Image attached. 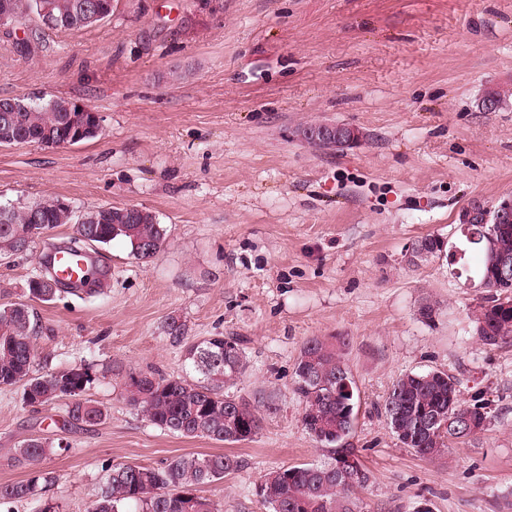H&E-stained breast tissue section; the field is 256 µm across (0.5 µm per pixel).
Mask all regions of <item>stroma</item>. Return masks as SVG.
I'll return each mask as SVG.
<instances>
[{
    "mask_svg": "<svg viewBox=\"0 0 512 512\" xmlns=\"http://www.w3.org/2000/svg\"><path fill=\"white\" fill-rule=\"evenodd\" d=\"M22 35L0 31V98L76 99L102 126L73 147H0V202L137 206L166 236L147 261L120 239L89 246L103 291L32 302L39 372L89 367L84 396L107 418L74 427L66 400L33 408L22 385L0 387V484L27 478L12 457L32 437L65 446L46 464L60 512H86L105 466L226 452L241 467L202 495L269 512L262 476L322 456L293 392L318 337L345 343L369 512H512V341L478 338L489 293L462 260H406L426 235L462 246L469 201L512 197V102L478 108L487 87L512 88V0H113L100 25L46 33L36 54ZM317 122L362 139L313 146L301 130ZM43 249L0 257V307L24 300ZM173 318L191 338L244 339L249 367L231 392L272 401L252 440L177 437L127 405L125 374L186 373ZM433 369L458 378L463 402L488 400L490 420L423 458L383 404L401 374Z\"/></svg>",
    "mask_w": 512,
    "mask_h": 512,
    "instance_id": "stroma-1",
    "label": "stroma"
}]
</instances>
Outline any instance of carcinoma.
Segmentation results:
<instances>
[{"mask_svg": "<svg viewBox=\"0 0 512 512\" xmlns=\"http://www.w3.org/2000/svg\"><path fill=\"white\" fill-rule=\"evenodd\" d=\"M60 21L59 32L92 27L98 21L88 13L95 11L97 0H49ZM16 19L33 22L20 42L26 53H33L41 43L37 0H16ZM69 100L55 97L31 100L14 97L0 103V146L4 130L10 129L18 141L48 142L63 124L62 113ZM37 208L42 223L31 222V209ZM119 207L102 206L78 214L59 206L58 198L47 197L32 206L7 207L8 223L0 222V255L22 253L40 237V230H52L60 224L76 225L75 235L65 249L81 254L84 245H108L114 239L124 240L131 254L138 259L156 257L165 241L166 230L156 215L142 210L134 224H117ZM471 249L480 257V279H489L492 292L479 313L485 317L492 334H481L486 345L495 346L512 339V315L500 313L503 304H512V287L507 289L489 275L486 264V239H473L463 231ZM415 246L426 250L429 257L442 252V240L427 235L417 239ZM51 246L37 272L28 279L26 296L31 300L50 301L60 292L78 293L58 278L52 263ZM171 338L185 345V361L196 379L181 376L131 374L124 382L127 403L148 422L174 436L207 438L219 443H239L252 439L261 428L257 406L229 394V389L245 374L247 355L243 341L236 336L215 335L188 340L183 324L168 323ZM37 324L29 304L15 302L0 309V386L23 384V399L28 406H49L58 398H71L69 423L94 425L107 417L100 406L83 399L93 380L90 368L71 366L45 373L36 372ZM295 388L303 404L302 424L325 452L326 460L316 464L281 467L265 474L259 495L270 512H362L354 485L336 480L329 473L336 462V453L353 432L355 409L338 394L343 378H352L342 353V346L319 338L307 340L295 364ZM459 381L441 370L405 373L392 385L384 400V413L392 433L407 448L422 457H433L459 440L463 434L449 431L445 435L424 434L421 409L444 418L457 411L471 413L482 421L488 411L482 400L465 404L459 398ZM57 452L51 441L30 438L15 449L13 461L29 470L30 477L0 485V512H13L15 503H34V512H57L56 506L41 498L43 486L54 476L44 463ZM242 460L230 454L189 453L178 455L161 467L150 465H112L104 469L102 481L88 512H223L221 504L199 494L201 486L237 470Z\"/></svg>", "mask_w": 512, "mask_h": 512, "instance_id": "cac0c4a2", "label": "carcinoma"}]
</instances>
